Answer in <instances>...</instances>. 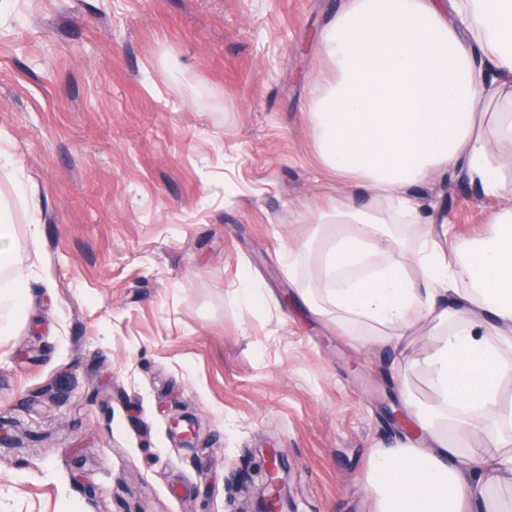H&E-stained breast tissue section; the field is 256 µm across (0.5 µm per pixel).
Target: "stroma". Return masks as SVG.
Listing matches in <instances>:
<instances>
[{
	"mask_svg": "<svg viewBox=\"0 0 512 512\" xmlns=\"http://www.w3.org/2000/svg\"><path fill=\"white\" fill-rule=\"evenodd\" d=\"M339 4L0 0V192L40 199L11 204L29 290L0 335V512H247L265 448L289 512H374L370 455L429 375L310 314L315 274L281 263L347 192L305 117ZM413 192L463 240L497 205L462 178ZM242 302L248 305H265L266 298L262 289L244 272L239 278V287L236 289Z\"/></svg>",
	"mask_w": 512,
	"mask_h": 512,
	"instance_id": "obj_1",
	"label": "stroma"
}]
</instances>
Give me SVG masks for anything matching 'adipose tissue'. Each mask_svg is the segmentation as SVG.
<instances>
[{
    "label": "adipose tissue",
    "mask_w": 512,
    "mask_h": 512,
    "mask_svg": "<svg viewBox=\"0 0 512 512\" xmlns=\"http://www.w3.org/2000/svg\"><path fill=\"white\" fill-rule=\"evenodd\" d=\"M329 76L307 118L320 158L363 191L307 208L313 235L289 242V276L338 335L406 351L421 323L436 400L402 398L417 434L371 454L365 484L376 512H504L512 488V207L475 240L428 221L409 189L437 173L465 175L484 194H512V0H342L319 35ZM419 226V245L401 225ZM447 237L440 248L435 235ZM27 274L10 212L0 210V334L25 322ZM488 442L474 444L476 433Z\"/></svg>",
    "instance_id": "obj_1"
}]
</instances>
